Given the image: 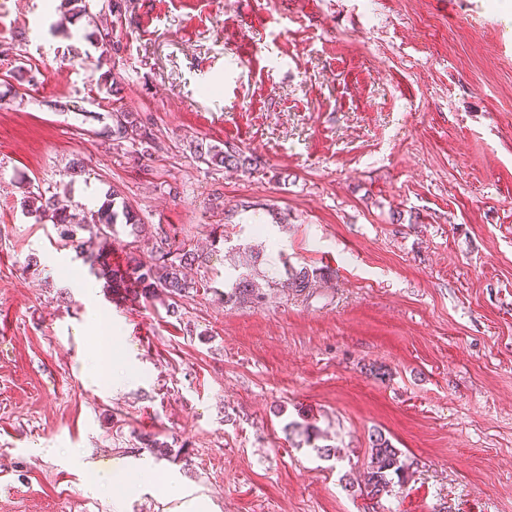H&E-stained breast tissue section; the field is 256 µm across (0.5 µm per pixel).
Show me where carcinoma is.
I'll list each match as a JSON object with an SVG mask.
<instances>
[{"instance_id": "1", "label": "carcinoma", "mask_w": 512, "mask_h": 512, "mask_svg": "<svg viewBox=\"0 0 512 512\" xmlns=\"http://www.w3.org/2000/svg\"><path fill=\"white\" fill-rule=\"evenodd\" d=\"M62 16L75 17L89 13L88 0H63ZM87 39L101 55H106L115 48L109 26L102 25L87 35ZM112 140L119 143L128 142L140 147L142 157L151 155L155 141L153 134L147 131L140 118L132 112H119L113 118L112 128L105 129ZM212 165L218 167L235 166L244 170L251 169L250 158L240 153H229L216 146H209L204 152ZM23 208L34 218L37 224L51 223L56 228L61 242L75 249L85 262L89 263V274L95 277L109 275L113 279L132 281V285L141 289V295L148 303L159 296L168 298L167 312L177 315L179 299L208 289L203 280L188 277L186 270L194 264L203 262V258L191 244L185 240L178 241L169 235L157 233L151 236V248L148 259L135 254L127 256L124 269H107L101 262V253H94L86 244L95 239L105 240L115 232L118 220L137 233L145 232L136 220L134 210L117 189L105 193V200L95 212V222L89 223L82 204L72 200L68 191L46 195L29 184L23 198ZM88 234L87 239L78 237L79 233ZM287 287L297 296L310 297L317 286L316 276L306 269L290 271L286 278ZM264 299V293L251 273H242L225 285L224 302L233 304H258ZM371 465L359 490L371 499H379L392 492L395 485L404 483L405 464L400 459L398 449L394 448L388 438L378 431L371 435Z\"/></svg>"}]
</instances>
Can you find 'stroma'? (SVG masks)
I'll return each mask as SVG.
<instances>
[{
	"label": "stroma",
	"instance_id": "35a3bbf8",
	"mask_svg": "<svg viewBox=\"0 0 512 512\" xmlns=\"http://www.w3.org/2000/svg\"><path fill=\"white\" fill-rule=\"evenodd\" d=\"M502 2L127 0L103 62L86 18L0 0V512H113L119 457L153 468L124 512H170L172 476L213 512H512ZM116 109L151 157L103 135ZM28 182L89 211L117 186L198 245L208 290L171 317L106 286L25 214ZM249 261L325 278L225 304ZM377 431L408 468L378 502L359 490ZM200 144H198V147ZM202 144L200 146V151L196 150V152L200 153V157L202 155H206L208 157V160L211 162L212 165L218 166V167H226V166H235V168L240 167L241 169H244L245 171H248L251 169V160L250 158L243 156L240 153H229L227 151H224L222 149H218L216 146H207V150L205 152H202Z\"/></svg>",
	"mask_w": 512,
	"mask_h": 512
}]
</instances>
